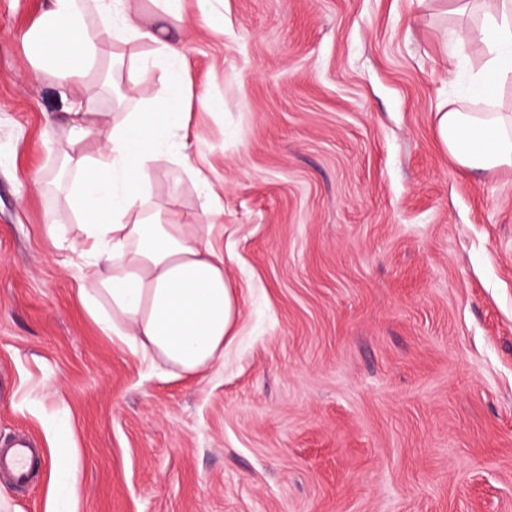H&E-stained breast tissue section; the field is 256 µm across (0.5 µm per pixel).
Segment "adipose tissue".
<instances>
[{"instance_id":"ef3b65f1","label":"adipose tissue","mask_w":512,"mask_h":512,"mask_svg":"<svg viewBox=\"0 0 512 512\" xmlns=\"http://www.w3.org/2000/svg\"><path fill=\"white\" fill-rule=\"evenodd\" d=\"M452 41H479L488 58L475 85L477 97L492 100L512 77V0L485 11L480 23L449 30ZM129 44L147 41L152 55L141 67L169 65L166 106L130 112L103 127L90 104L99 86L94 73L104 38ZM28 39L43 71L62 88L68 126L61 131V166L70 179L68 209L80 234L70 238L63 225L45 232L62 251L84 260L78 294L87 313L109 336L135 344L150 362L195 375L224 356L236 336L237 294L224 275V255L197 224H181L149 197L151 165L168 154L203 189L204 212L216 222L219 195L190 162L185 128L192 99L210 109L224 103L194 95L187 81L182 45L133 12L128 0H46ZM439 136L462 167L493 171L512 167V123L497 112L441 113ZM101 144L102 157L83 145Z\"/></svg>"}]
</instances>
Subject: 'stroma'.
<instances>
[{"label":"stroma","mask_w":512,"mask_h":512,"mask_svg":"<svg viewBox=\"0 0 512 512\" xmlns=\"http://www.w3.org/2000/svg\"><path fill=\"white\" fill-rule=\"evenodd\" d=\"M185 0L168 22L192 86L195 167L239 334L196 376L152 370L85 311L46 114L61 90L26 34L45 0H0V444L42 456L0 512H512V168L459 167L441 112L481 111L487 51L451 0ZM123 55L113 115L159 106L167 67ZM151 194L184 224L204 196L168 157ZM68 450L70 499L53 462Z\"/></svg>","instance_id":"1"}]
</instances>
